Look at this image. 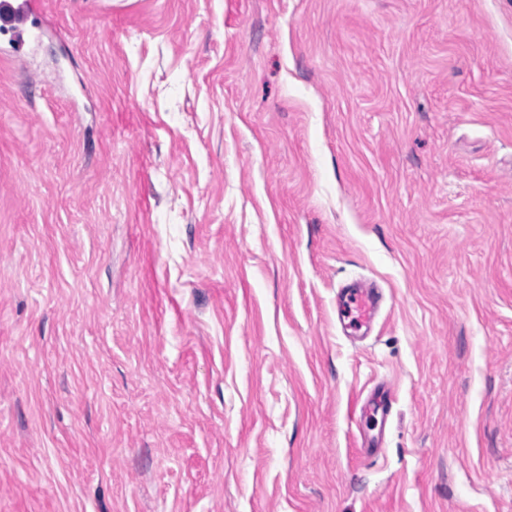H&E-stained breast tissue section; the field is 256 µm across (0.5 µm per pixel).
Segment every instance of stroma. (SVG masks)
Segmentation results:
<instances>
[{
	"instance_id": "1",
	"label": "stroma",
	"mask_w": 512,
	"mask_h": 512,
	"mask_svg": "<svg viewBox=\"0 0 512 512\" xmlns=\"http://www.w3.org/2000/svg\"><path fill=\"white\" fill-rule=\"evenodd\" d=\"M38 3L0 512H512V0ZM339 308L344 319L352 315V310L356 311L355 319L351 316L346 327L357 332L363 327H368L374 320L378 311V296L369 288H350L342 297Z\"/></svg>"
}]
</instances>
